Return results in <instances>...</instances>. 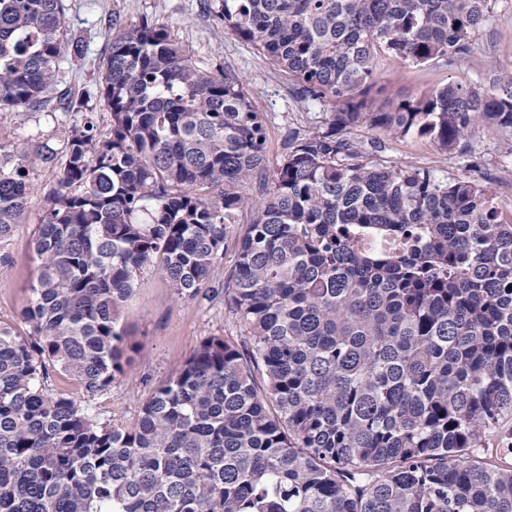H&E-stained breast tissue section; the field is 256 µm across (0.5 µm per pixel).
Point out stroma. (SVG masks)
I'll use <instances>...</instances> for the list:
<instances>
[{
	"label": "stroma",
	"mask_w": 512,
	"mask_h": 512,
	"mask_svg": "<svg viewBox=\"0 0 512 512\" xmlns=\"http://www.w3.org/2000/svg\"><path fill=\"white\" fill-rule=\"evenodd\" d=\"M69 37L79 40L81 54H63L59 78L72 89L71 106L51 104L22 112L0 111V143L20 140L40 149L62 151L74 126L92 117L99 128L112 122L100 92V67L112 34L148 18L163 26L205 69H223L238 76L250 94L253 109L265 122L271 163L282 157L289 129L319 131L327 109L291 96L287 74L276 70L250 43L225 31L204 7L203 0H65ZM472 52L454 64L432 61L416 65L395 57L375 61L377 84L371 92L376 107L423 95L449 83L487 88L512 76V0H490L487 23L471 35ZM352 138L384 166L423 168L441 177L472 180L494 196L503 218L512 217V132L473 128L471 151H443L430 137H382L362 125ZM38 191L31 198L28 220L0 239V325L26 334L20 312L37 276L34 238L44 194L53 175L37 167L30 172ZM122 323L127 341L135 345L126 373L91 402V412L104 422L128 423L136 418L153 388L183 366L202 340L238 336L239 326L223 301H180L156 268L145 267L125 302Z\"/></svg>",
	"instance_id": "35a3bbf8"
}]
</instances>
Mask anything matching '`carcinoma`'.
<instances>
[{
  "label": "carcinoma",
  "mask_w": 512,
  "mask_h": 512,
  "mask_svg": "<svg viewBox=\"0 0 512 512\" xmlns=\"http://www.w3.org/2000/svg\"><path fill=\"white\" fill-rule=\"evenodd\" d=\"M490 0H210L224 28L292 78L325 128L295 130L267 177L243 83L198 67L151 20L112 34V114L62 155L0 145V238L26 223L30 170L53 169L19 336L0 327V512H512V459L474 449L512 420V221L475 182L382 166L345 134L512 131V91L449 83L386 112L374 60L472 51ZM63 0H0V109L63 102ZM232 275L216 283L239 213ZM370 238L398 248H361ZM182 300L224 299L237 339H204L129 425L87 398L134 347L124 302L150 264ZM255 218L256 214L253 209L243 210L239 213L237 218L238 224H234L233 229H231L226 238V254L215 270V278L223 281L228 277L232 265L231 260L236 249L238 239L243 234L247 224H252Z\"/></svg>",
  "instance_id": "1"
}]
</instances>
